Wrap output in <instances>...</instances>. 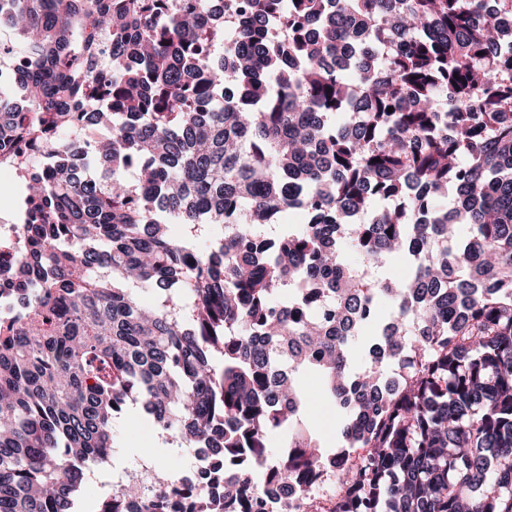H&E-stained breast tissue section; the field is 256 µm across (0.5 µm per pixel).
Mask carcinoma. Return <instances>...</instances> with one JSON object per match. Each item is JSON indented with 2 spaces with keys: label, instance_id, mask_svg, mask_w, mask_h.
Returning a JSON list of instances; mask_svg holds the SVG:
<instances>
[{
  "label": "carcinoma",
  "instance_id": "cac0c4a2",
  "mask_svg": "<svg viewBox=\"0 0 512 512\" xmlns=\"http://www.w3.org/2000/svg\"><path fill=\"white\" fill-rule=\"evenodd\" d=\"M222 2L235 23L202 0L0 12L24 58L0 148L49 154L16 167L0 512H75L131 405L221 490L171 472L96 512H288L259 467L310 501L335 478L312 512H512V0ZM75 122L106 134L71 144ZM308 372L342 448L301 425Z\"/></svg>",
  "mask_w": 512,
  "mask_h": 512
}]
</instances>
